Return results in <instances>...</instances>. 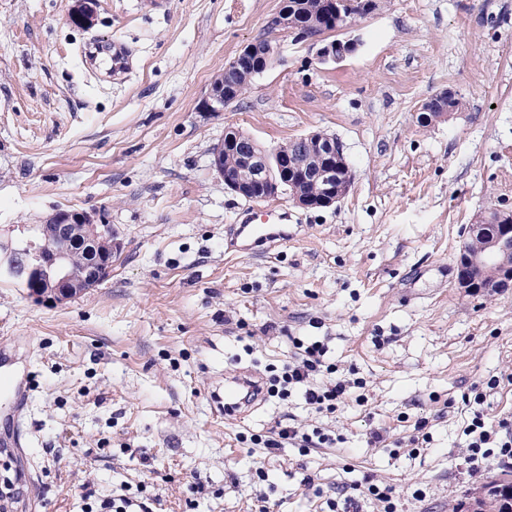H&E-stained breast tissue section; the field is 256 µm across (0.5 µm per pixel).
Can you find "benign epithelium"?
I'll use <instances>...</instances> for the list:
<instances>
[{"label":"benign epithelium","mask_w":512,"mask_h":512,"mask_svg":"<svg viewBox=\"0 0 512 512\" xmlns=\"http://www.w3.org/2000/svg\"><path fill=\"white\" fill-rule=\"evenodd\" d=\"M96 17L92 0H77L71 12L73 23L91 27ZM356 39L344 38L320 43L317 59L321 64H339L358 48ZM276 47L258 41L245 45L224 68L225 75L239 70L242 61L261 56L274 59ZM243 87L233 82H215L208 96L201 102L203 112H221L225 97L239 98ZM455 100L450 92H443L425 102L419 113V122L430 125L449 116L448 103ZM308 153L299 161H292L288 149L265 148L252 153L251 143L227 137L212 153L211 166L224 179V185L237 196L248 201H259L277 189L280 179L298 167L311 172L321 202L331 207L343 199L353 184L349 165L336 166V158L344 155L343 146L334 137L313 132L300 138ZM489 217L470 225L469 241L465 242L457 260V284L468 292L505 293L512 288V224L501 225L496 233L484 236ZM82 239L95 259L83 271L74 274L69 266L70 244ZM121 242L109 224H98L84 212L57 211L43 224L41 236L19 245L0 241V274L18 281L34 302L56 306L96 287L111 274L107 257L117 252Z\"/></svg>","instance_id":"obj_1"}]
</instances>
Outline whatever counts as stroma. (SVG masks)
Wrapping results in <instances>:
<instances>
[{"label": "stroma", "mask_w": 512, "mask_h": 512, "mask_svg": "<svg viewBox=\"0 0 512 512\" xmlns=\"http://www.w3.org/2000/svg\"><path fill=\"white\" fill-rule=\"evenodd\" d=\"M335 65L268 24L282 0H0V237L58 210L112 225L108 279L48 307L0 278V376H31L20 424L0 391V512H89L119 495L152 512H455L504 474L466 462L474 410L512 417V292L467 293L456 259L477 216L512 211V0H377ZM279 53L241 101L199 105L247 43ZM120 43L123 71L81 55ZM463 106L424 126L443 91ZM272 147L336 136L355 174L323 209L287 213L271 254L231 249L246 200L211 167L228 128ZM319 341L362 380L332 414L302 391L249 416L211 400L234 370L262 375ZM480 408L467 405L475 392ZM335 434L276 453L240 443L277 422ZM430 440L416 443L417 422ZM336 509H329V502Z\"/></svg>", "instance_id": "35a3bbf8"}]
</instances>
